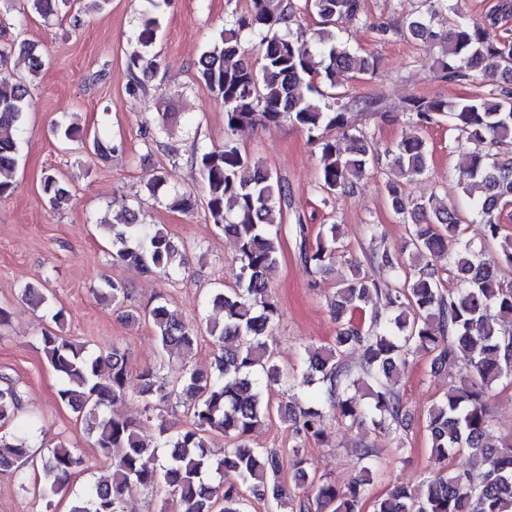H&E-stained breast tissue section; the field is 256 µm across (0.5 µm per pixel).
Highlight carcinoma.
<instances>
[{"label":"carcinoma","instance_id":"cac0c4a2","mask_svg":"<svg viewBox=\"0 0 512 512\" xmlns=\"http://www.w3.org/2000/svg\"><path fill=\"white\" fill-rule=\"evenodd\" d=\"M30 8L48 18L68 7L70 0H28ZM169 0H149L142 13L138 39L149 48L161 28ZM360 0H254V11L233 21L201 54L200 83L224 104L225 140L220 149L200 152L195 164L203 182V200L212 224L236 243V287L214 288L204 307L222 313L204 327L187 321L182 312L159 295L149 306L127 313L130 321L149 325L158 346V362L139 374L137 394L146 409L173 400L186 407L188 421L173 428L159 421L157 432L119 410L130 393L128 352L117 345L96 353L88 344L44 330L33 339L57 373L59 401L95 435L96 452L111 461L112 474L74 492L70 481L83 458L60 441L41 459V496L46 508L55 497L74 499L71 512H127L136 492L164 495L175 507L161 512H246L249 498L267 501L276 512H363L370 494V475L381 469L382 457L368 444L355 451L358 475L344 486L309 476L303 447L326 443L328 417L363 427L375 435H400L409 413L400 385L416 354L426 356L436 373L460 368L464 377L432 404L425 418L431 471L410 487L395 485L372 501L373 512H512V442L491 430L487 400L500 385L512 384V285L497 277V267L512 265V237L501 235V215L512 205V155L500 148L512 141V34L505 29L512 17V0H498L479 22L455 20L448 30L435 31L444 11H455L450 0H417L400 34L429 45L443 42L442 54L431 66L446 82L490 76L493 88L485 96L450 102L440 94L415 97L408 111L427 127L442 116L458 131L457 143L474 145L469 164L457 174L466 193L480 189L472 204L471 223L482 227L479 240L465 236L459 209L434 195L412 199L406 187L426 175L429 149L419 138H405L381 149L352 116L358 101L338 94L325 99L318 84L336 87L338 75H372L376 58L347 46L336 33V21L358 15ZM320 18L313 50L301 49L290 25L301 13ZM257 38L258 61L252 64L244 34ZM30 84L0 82V197L14 191L19 148L15 132L21 126ZM289 122L307 134L319 154L317 188L332 198L354 191L371 170L385 169L384 192L407 236L402 258L382 256L391 282L382 288L359 265L336 289L330 305L336 321L332 343L304 348L302 370L283 376L275 364L272 327L278 307L270 298L271 278L279 263V238L291 206L288 186L271 168L242 152L231 135L242 126H278ZM62 140L92 141L97 155L115 152L89 138L82 129L56 125ZM49 206L69 202V185L54 173L43 177ZM166 205L189 212L197 205L193 191L174 189ZM110 239L112 260L144 273L171 277L186 270L185 255L165 228L141 224L125 208L103 225ZM299 258L313 273L329 269L337 258L336 225H319L312 232L298 221L293 228ZM453 287L444 285L443 275ZM101 297L112 304L128 299L117 280L106 282ZM385 301L381 311L368 309L373 299ZM21 300L39 308L48 305L44 292L33 286ZM208 337L214 366L203 372L188 365L198 342ZM362 351L361 373L345 356ZM177 356L181 372L174 381L161 370ZM309 403L305 408L272 405L275 387ZM21 394L7 384L0 388V421L16 417ZM288 423L297 439L288 459L273 450L254 447L252 433L272 412ZM220 433L229 440L224 458L208 456V440ZM35 432L0 435V473L13 474L26 488L24 462L30 457ZM167 449L161 455L158 450ZM465 454L469 469L443 473L450 458ZM296 494L282 480L284 468ZM236 481L224 482V471Z\"/></svg>","mask_w":512,"mask_h":512}]
</instances>
